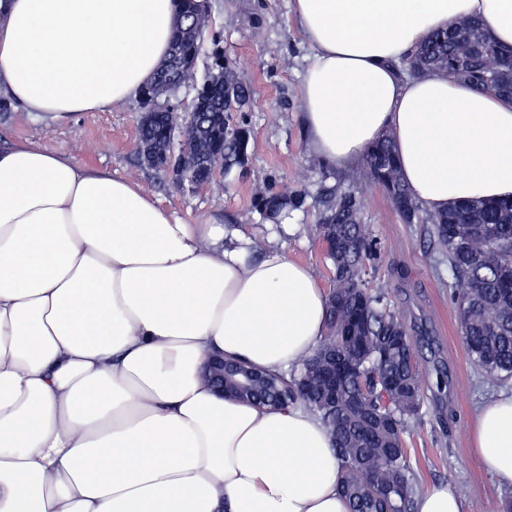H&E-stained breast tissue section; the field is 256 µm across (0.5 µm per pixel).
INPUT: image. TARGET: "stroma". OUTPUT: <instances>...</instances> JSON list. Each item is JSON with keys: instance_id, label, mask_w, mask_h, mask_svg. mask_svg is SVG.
<instances>
[{"instance_id": "stroma-1", "label": "stroma", "mask_w": 512, "mask_h": 512, "mask_svg": "<svg viewBox=\"0 0 512 512\" xmlns=\"http://www.w3.org/2000/svg\"><path fill=\"white\" fill-rule=\"evenodd\" d=\"M207 28L198 57L206 70L214 51L233 60L251 89L243 112L253 132L244 171L216 168L209 184L176 186L163 172L142 165L138 127L140 98L95 112L54 120L13 108L0 118V145L38 144L68 153L84 167L135 179L183 220L214 219L265 244L276 241L312 269L323 289L333 285V266L317 225L324 189L340 186L361 199V222L381 246L369 268L372 287L384 289L407 326L426 323L433 346H420L423 404L406 436L418 489L445 484L461 499L462 512H504V488L473 455L468 428L478 408L499 392L471 363L461 342L448 263L431 244L422 219L406 223L378 186L346 182L345 168L313 166V155L295 92L309 65V49L290 0H207ZM288 184L307 194L287 224L263 220L253 205L256 189ZM448 373L437 387V367Z\"/></svg>"}]
</instances>
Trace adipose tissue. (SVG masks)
I'll use <instances>...</instances> for the list:
<instances>
[{"label": "adipose tissue", "instance_id": "adipose-tissue-1", "mask_svg": "<svg viewBox=\"0 0 512 512\" xmlns=\"http://www.w3.org/2000/svg\"><path fill=\"white\" fill-rule=\"evenodd\" d=\"M312 51L309 148L327 166L390 135L435 213L512 199V102L398 71L476 16L512 45V0H292ZM176 0H0V86L56 120L134 98ZM190 224L133 180L44 146L0 147V512H348L332 436L302 405L219 397L216 353L290 373L326 334L312 270ZM474 456L512 488V391L473 417Z\"/></svg>", "mask_w": 512, "mask_h": 512}]
</instances>
